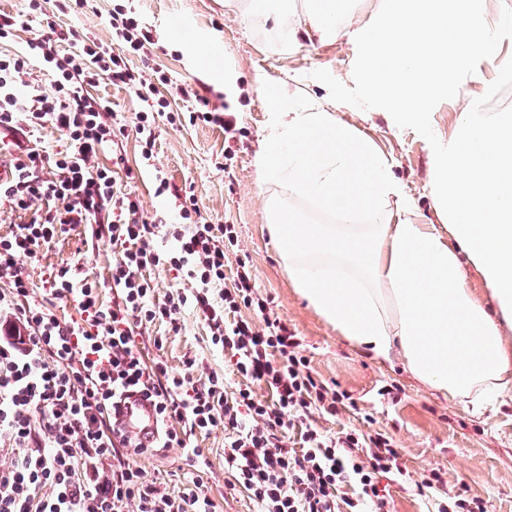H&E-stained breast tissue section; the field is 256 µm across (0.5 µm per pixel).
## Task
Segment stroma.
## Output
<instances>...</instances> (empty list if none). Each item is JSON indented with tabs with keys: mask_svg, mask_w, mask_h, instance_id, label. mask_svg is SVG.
Wrapping results in <instances>:
<instances>
[{
	"mask_svg": "<svg viewBox=\"0 0 512 512\" xmlns=\"http://www.w3.org/2000/svg\"><path fill=\"white\" fill-rule=\"evenodd\" d=\"M55 4L56 0H47L51 20L104 39L110 36L106 21L112 9L131 8L152 28L163 50L160 62L172 80L192 84L212 102L225 104L235 118L237 133L231 140L223 130L202 122L183 127L160 121L155 165L143 169L135 136L142 103L129 91L106 83L93 89L95 95L111 100L125 126L123 149L135 171L132 187L145 214L171 222L178 219L172 201L154 194L156 173L190 186L205 217L235 228L236 239L225 248L224 287H232L238 262H245L259 294L272 300L275 311L296 331L300 352L314 375L345 392L338 415L318 417L319 428L331 436L353 429L392 432L399 463L407 471L402 481L389 485L395 512H434V501L416 491L423 475L433 471L442 472L449 485H467L471 495L491 501L494 512H512V387L476 413L421 386L401 362H376L339 336L298 295L279 260L264 216L266 189L255 164L259 142L275 111L304 112L318 104H334L340 119L391 163L403 200L418 209L422 223L433 224L437 218L430 199L429 138L454 130L459 108L453 99L436 104L428 135L408 125H393L383 111L364 112L367 90L360 35L278 46L274 38L289 26V19L253 13L246 0H96L94 9L65 14ZM285 85L293 94L283 100L279 90ZM117 255L112 245L92 243L79 227L20 264L38 292L52 271L71 264L77 279L97 284L108 306ZM179 323L176 334L163 325L144 330V337L167 339L164 350L147 348L148 357H161L176 373L184 371L187 359L197 357L209 370L224 373V353L212 346L203 317L188 310L181 313ZM194 446L205 463L203 481L219 512H256V504L245 493L231 495L224 488L223 430L197 437ZM185 464L180 448L141 461L147 477L166 483L171 491L179 489Z\"/></svg>",
	"mask_w": 512,
	"mask_h": 512,
	"instance_id": "1",
	"label": "stroma"
}]
</instances>
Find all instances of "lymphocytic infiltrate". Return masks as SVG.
Wrapping results in <instances>:
<instances>
[{
    "label": "lymphocytic infiltrate",
    "mask_w": 512,
    "mask_h": 512,
    "mask_svg": "<svg viewBox=\"0 0 512 512\" xmlns=\"http://www.w3.org/2000/svg\"><path fill=\"white\" fill-rule=\"evenodd\" d=\"M42 12L43 0H28L26 13L0 14V40L27 35L20 51L0 55V130L16 133L22 119L61 131L68 142L54 154L22 147L10 179L0 182V202L25 217L0 237V275L10 283L0 293V512H213L202 479L170 492L147 479L138 461L161 447H188L217 428L224 431L225 487L246 492L260 512H392L381 481L406 474L393 436L374 429L331 438L317 428L316 416L336 415L344 393L313 376L287 319L259 296L245 267L232 288L215 292L233 227L212 223L193 195L163 175H156L154 193L177 203L176 224L145 216L135 191L118 184L115 171L125 164L114 150L120 126L111 100L91 90L104 82L144 103L135 132L146 167L155 159L158 118L201 121L230 135L233 117L186 84L175 85L185 110L170 112L160 89L172 80L152 63L154 36L135 12L116 8L108 19L111 41L84 40L75 54L59 50L75 40L72 30L51 22L31 34ZM132 56L141 69L129 65ZM37 70L51 92L34 78ZM105 156L110 164H102ZM81 225L120 250L111 306L67 264L36 297L18 264ZM169 238L173 247L160 251L158 241ZM165 264L182 271L190 287L160 302L143 271ZM64 298L76 302L79 320L58 317L55 302ZM188 309L202 315L212 345L227 352L244 387L228 391L214 372L196 378L192 359L181 374L146 360L139 331L157 323L179 331L178 316ZM246 309L253 318L243 317ZM125 393L154 402L158 442L111 424ZM291 431L299 448L284 441ZM417 491L437 500V512H492L488 501L439 472L423 476Z\"/></svg>",
    "instance_id": "lymphocytic-infiltrate-1"
}]
</instances>
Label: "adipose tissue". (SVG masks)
Segmentation results:
<instances>
[{
  "mask_svg": "<svg viewBox=\"0 0 512 512\" xmlns=\"http://www.w3.org/2000/svg\"><path fill=\"white\" fill-rule=\"evenodd\" d=\"M352 31L342 0H315L288 38ZM498 32L486 0H384L363 39L368 109L427 129L476 62L494 88L506 67ZM257 167L264 183L329 218L313 223L278 194L264 200L293 288L340 336L477 410L512 385V113L466 105L454 135L436 144L435 225L398 204L391 165L371 142L318 106L275 113ZM472 268L485 296L468 286Z\"/></svg>",
  "mask_w": 512,
  "mask_h": 512,
  "instance_id": "obj_1",
  "label": "adipose tissue"
}]
</instances>
